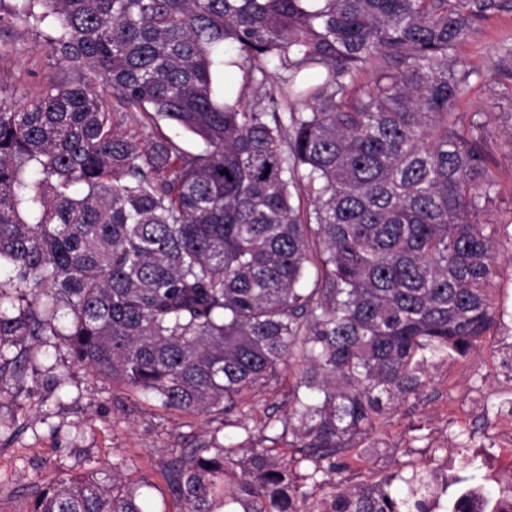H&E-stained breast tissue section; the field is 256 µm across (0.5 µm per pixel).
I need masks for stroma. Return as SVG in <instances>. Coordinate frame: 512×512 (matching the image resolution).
<instances>
[{"label": "stroma", "mask_w": 512, "mask_h": 512, "mask_svg": "<svg viewBox=\"0 0 512 512\" xmlns=\"http://www.w3.org/2000/svg\"><path fill=\"white\" fill-rule=\"evenodd\" d=\"M43 27L0 31L13 45L0 58V96L20 105L39 88L66 78L50 55ZM512 11L478 20L456 54L477 69L476 89L456 110L460 121L480 113L497 161L498 187L482 222L512 232ZM498 317L466 356L434 359L430 383L418 398L387 409L369 433L336 457L349 484H372L393 493L413 470H437L454 460L449 493L460 489V461L476 459L479 482L512 438V242L500 246L497 274L488 286ZM24 374L0 385V512H30L39 492L70 475L117 474L139 484L148 512H180L166 475L171 459L223 441L264 446L277 436L266 417L285 410L288 389L305 365L298 360L276 380L248 394L243 414L185 413L151 396L129 392L111 378L75 363L64 337L30 346Z\"/></svg>", "instance_id": "stroma-1"}]
</instances>
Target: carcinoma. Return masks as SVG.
<instances>
[{"instance_id":"1","label":"carcinoma","mask_w":512,"mask_h":512,"mask_svg":"<svg viewBox=\"0 0 512 512\" xmlns=\"http://www.w3.org/2000/svg\"><path fill=\"white\" fill-rule=\"evenodd\" d=\"M511 8L0 0V29L48 28L75 74L20 108L0 101V297L19 300L0 307V383L25 368L28 342L62 334L112 382L227 417L299 357L308 368L271 446L169 463L182 512H425L428 474L412 471L402 496L343 488L336 450L495 322L497 228L480 220L493 155L481 123L451 120L476 74L453 50ZM226 48L264 90L256 101L220 94ZM129 111L135 135L118 130ZM315 260L327 287L307 292ZM285 439L299 456H283ZM31 512L147 510L117 477L85 476L44 489Z\"/></svg>"}]
</instances>
